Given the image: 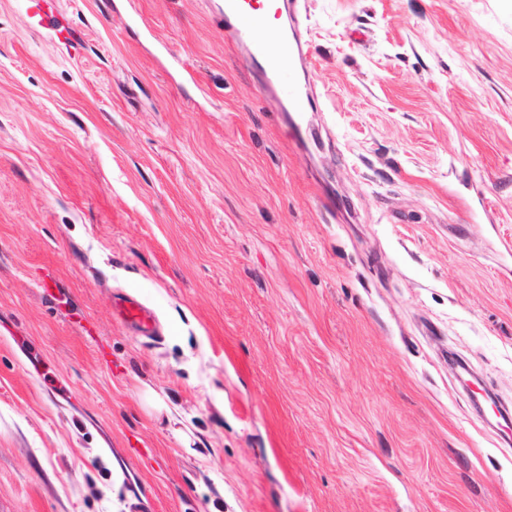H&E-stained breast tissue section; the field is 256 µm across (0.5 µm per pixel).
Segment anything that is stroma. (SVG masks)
<instances>
[{
  "label": "stroma",
  "instance_id": "stroma-1",
  "mask_svg": "<svg viewBox=\"0 0 512 512\" xmlns=\"http://www.w3.org/2000/svg\"><path fill=\"white\" fill-rule=\"evenodd\" d=\"M223 3L0 0V512H512V0L280 8L302 142ZM111 305L121 315L123 324L128 326L136 336L155 340L161 335L154 310L135 296L119 292L114 300L112 299Z\"/></svg>",
  "mask_w": 512,
  "mask_h": 512
}]
</instances>
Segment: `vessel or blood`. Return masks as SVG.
<instances>
[{
	"instance_id": "obj_1",
	"label": "vessel or blood",
	"mask_w": 512,
	"mask_h": 512,
	"mask_svg": "<svg viewBox=\"0 0 512 512\" xmlns=\"http://www.w3.org/2000/svg\"><path fill=\"white\" fill-rule=\"evenodd\" d=\"M223 16L231 23L234 44L245 45L251 65L273 81L274 92L287 99L291 110L311 109L312 98L303 93L294 79L292 51L286 41L270 42L263 37L266 17L254 6L253 0H224ZM112 306L135 335L150 340L159 337L160 325L154 310L135 296L117 293Z\"/></svg>"
}]
</instances>
